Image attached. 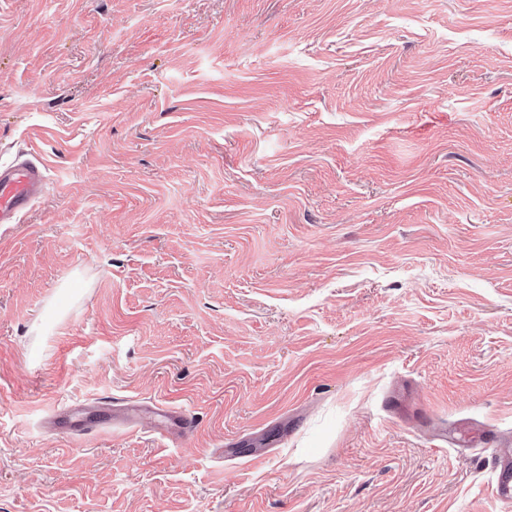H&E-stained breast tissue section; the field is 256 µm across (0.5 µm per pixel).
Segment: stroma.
Here are the masks:
<instances>
[{
    "label": "stroma",
    "mask_w": 512,
    "mask_h": 512,
    "mask_svg": "<svg viewBox=\"0 0 512 512\" xmlns=\"http://www.w3.org/2000/svg\"><path fill=\"white\" fill-rule=\"evenodd\" d=\"M0 512H496L512 0H0ZM182 409L194 438L44 432ZM42 166L31 160L0 165V224H17L40 198ZM94 405L104 408L106 412L95 418H85L77 416L79 410L72 407L52 411L46 420L48 429L55 432L62 422L69 421L70 429L68 433L75 435H90L112 430L116 416L112 404L99 401Z\"/></svg>",
    "instance_id": "stroma-1"
}]
</instances>
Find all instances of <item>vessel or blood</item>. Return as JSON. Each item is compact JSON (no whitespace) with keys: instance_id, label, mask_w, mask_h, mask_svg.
<instances>
[{"instance_id":"vessel-or-blood-1","label":"vessel or blood","mask_w":512,"mask_h":512,"mask_svg":"<svg viewBox=\"0 0 512 512\" xmlns=\"http://www.w3.org/2000/svg\"><path fill=\"white\" fill-rule=\"evenodd\" d=\"M45 183L42 166L30 160L0 165V224L19 223L40 198ZM137 405L127 406L123 415L114 408L94 418L78 416L75 408L52 411L46 420L49 430H57L62 422H69L75 435H90L110 431L115 421L132 429L150 428L159 432L176 430L184 438H192L197 421L184 411L174 408L154 409L150 418H143ZM495 479L496 502L500 512H512V438H499L490 450Z\"/></svg>"}]
</instances>
